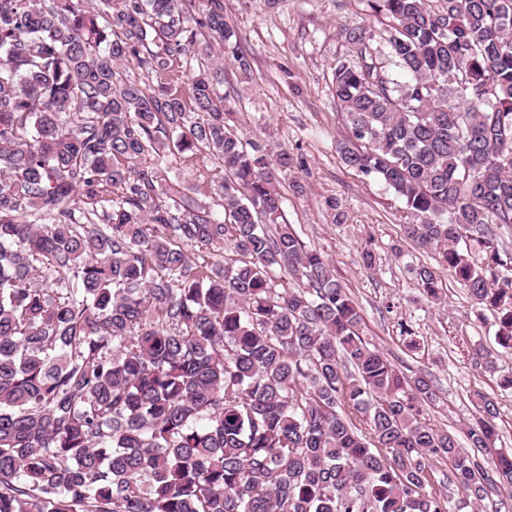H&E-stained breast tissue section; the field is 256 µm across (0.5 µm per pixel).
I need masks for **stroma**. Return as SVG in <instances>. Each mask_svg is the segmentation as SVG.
<instances>
[{
    "label": "stroma",
    "instance_id": "35a3bbf8",
    "mask_svg": "<svg viewBox=\"0 0 512 512\" xmlns=\"http://www.w3.org/2000/svg\"><path fill=\"white\" fill-rule=\"evenodd\" d=\"M224 16L251 64L245 75L229 59L220 62V91L229 98L233 121L245 138L305 162L281 183L285 220L328 258L363 315L367 340L404 373L433 380L440 400L429 408L427 423L466 442L485 396L498 408L497 447L512 449V391L501 389L497 374L474 360L475 348L483 346L512 370V350L495 343L493 313L450 276L440 301L427 300L409 268L435 266V255L405 241L403 202L378 179L346 168L336 152L346 129L332 92V67L351 54L342 32L359 24L380 29L379 18L366 0H280L274 8L265 0H224ZM169 162L192 188L217 187L223 175L211 156L175 154ZM296 181L304 193H295ZM367 250L375 257L370 267L363 260ZM404 323L412 336L401 334ZM411 338L413 350L406 346Z\"/></svg>",
    "mask_w": 512,
    "mask_h": 512
}]
</instances>
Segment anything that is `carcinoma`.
Returning <instances> with one entry per match:
<instances>
[{
	"label": "carcinoma",
	"instance_id": "cac0c4a2",
	"mask_svg": "<svg viewBox=\"0 0 512 512\" xmlns=\"http://www.w3.org/2000/svg\"><path fill=\"white\" fill-rule=\"evenodd\" d=\"M367 5L387 23L343 30L339 157L439 255L423 294L453 274L512 349V0ZM203 37L251 69L224 0H0V512H451L440 464L460 510L512 489L495 402L463 448L425 423L432 379L370 347L283 218L293 156L227 123L220 72L192 74ZM201 151L220 211L167 174Z\"/></svg>",
	"mask_w": 512,
	"mask_h": 512
}]
</instances>
